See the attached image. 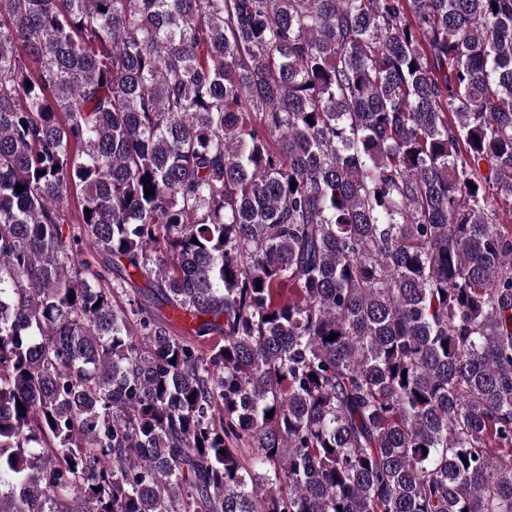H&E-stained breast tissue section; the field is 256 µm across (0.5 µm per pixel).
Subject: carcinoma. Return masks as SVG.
I'll return each mask as SVG.
<instances>
[{"label": "carcinoma", "mask_w": 512, "mask_h": 512, "mask_svg": "<svg viewBox=\"0 0 512 512\" xmlns=\"http://www.w3.org/2000/svg\"><path fill=\"white\" fill-rule=\"evenodd\" d=\"M501 201L512 0H0V512H512Z\"/></svg>", "instance_id": "carcinoma-1"}]
</instances>
